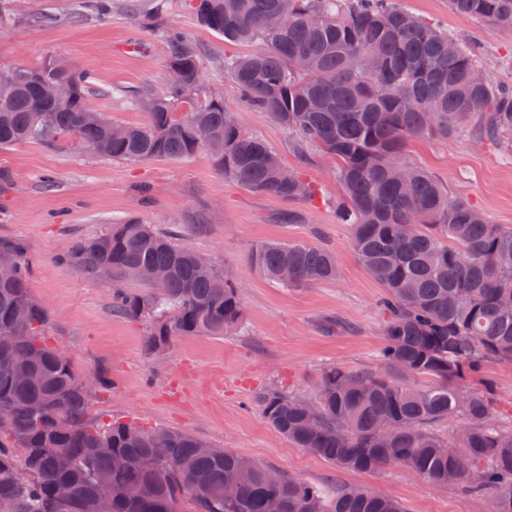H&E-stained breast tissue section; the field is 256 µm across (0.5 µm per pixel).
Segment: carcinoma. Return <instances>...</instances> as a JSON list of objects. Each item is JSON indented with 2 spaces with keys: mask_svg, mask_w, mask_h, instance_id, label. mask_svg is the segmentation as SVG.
Listing matches in <instances>:
<instances>
[{
  "mask_svg": "<svg viewBox=\"0 0 512 512\" xmlns=\"http://www.w3.org/2000/svg\"><path fill=\"white\" fill-rule=\"evenodd\" d=\"M456 14L512 30V0H448ZM199 26L257 50L224 58V76L248 103L336 159L340 223L385 295L388 319L378 369L323 370L315 402L266 390L268 423L298 448L340 470L369 472L399 464L436 487L505 501L512 512V434L493 423L495 393L487 364L512 365V228L491 224L405 158L408 142L449 136L475 120L512 148V87L481 80L475 47L397 6L395 0H197ZM166 66L182 82L134 94L143 121L112 137V121L87 97V74L50 58L32 69L0 68V149L25 142L100 146L112 160L190 158L201 151L240 186L284 199L313 190L257 137L245 133L221 97H187L205 74L197 45L165 30ZM71 93L46 102V86ZM210 140L200 144L195 129ZM28 247L0 237V504L7 512H406L386 495L354 486L328 492L283 471L174 429H146L91 415L90 396L71 360L46 336L48 308L14 314L31 294ZM90 281L109 272L112 311L147 324L153 354L178 336L240 330L238 286L215 262L151 224L130 219L77 241L61 258ZM250 263L284 287L333 281L336 258L303 243L265 242ZM143 266L167 276L131 291L128 273ZM460 425L450 438L443 422ZM125 465L113 466V456ZM72 488L62 502L55 488Z\"/></svg>",
  "mask_w": 512,
  "mask_h": 512,
  "instance_id": "carcinoma-1",
  "label": "carcinoma"
}]
</instances>
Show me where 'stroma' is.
<instances>
[{
    "label": "stroma",
    "mask_w": 512,
    "mask_h": 512,
    "mask_svg": "<svg viewBox=\"0 0 512 512\" xmlns=\"http://www.w3.org/2000/svg\"><path fill=\"white\" fill-rule=\"evenodd\" d=\"M0 0V67H37L63 57L89 77V100L113 121L135 124L143 114L132 95L162 89L164 29L174 26L199 47L206 90L221 94L242 129L259 136L282 163L315 189L312 200L254 193L224 178L206 153L188 160L129 163L61 143H23L0 150V237L29 246V285L54 313L52 343L95 386L92 415L188 432L309 483L380 490L407 512H488L487 502L451 485L435 487L398 465L376 472L336 469L294 447L267 422L261 393L276 386L315 401L322 370L332 364L373 370L382 344L383 290L351 247L349 225L336 221V162L320 148L298 145L267 113L250 109L224 77V59L248 53L201 28L192 0ZM426 21L477 42L492 80L512 84V32L453 14L448 0H399ZM156 26L141 23L143 14ZM409 161L437 178L451 197L493 224L512 227V152L477 125L445 138L423 136L406 148ZM136 219L174 233L214 260L240 284L241 332L180 336L158 363L144 347V323L115 315L112 282L89 281L60 263L80 239L106 225ZM312 242L336 256L334 281L286 288L250 264L267 241ZM496 391L494 422L512 433V366L484 371Z\"/></svg>",
    "instance_id": "1"
}]
</instances>
